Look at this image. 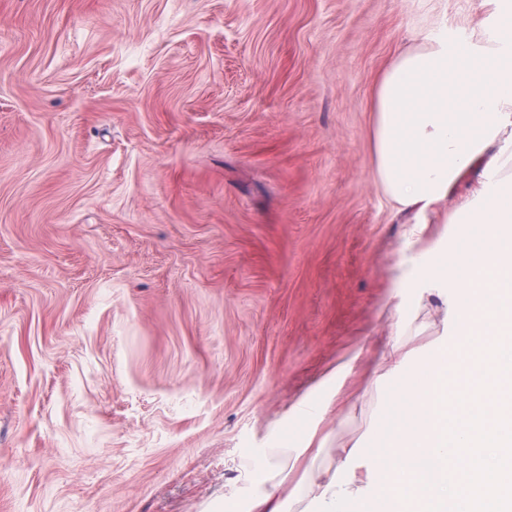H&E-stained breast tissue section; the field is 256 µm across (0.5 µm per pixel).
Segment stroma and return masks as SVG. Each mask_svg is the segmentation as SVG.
Segmentation results:
<instances>
[{"instance_id": "1", "label": "stroma", "mask_w": 512, "mask_h": 512, "mask_svg": "<svg viewBox=\"0 0 512 512\" xmlns=\"http://www.w3.org/2000/svg\"><path fill=\"white\" fill-rule=\"evenodd\" d=\"M505 5L0 0V512H247L357 351L314 464L377 447L381 353L420 372L452 325L417 288L393 310L374 87ZM308 448H270L269 452L263 459V470L265 474V481L270 483V488H276L279 482L274 480L280 474L279 458L281 454L287 453L289 458L293 461V467L297 464L304 462V455Z\"/></svg>"}]
</instances>
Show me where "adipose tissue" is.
<instances>
[{"label":"adipose tissue","mask_w":512,"mask_h":512,"mask_svg":"<svg viewBox=\"0 0 512 512\" xmlns=\"http://www.w3.org/2000/svg\"><path fill=\"white\" fill-rule=\"evenodd\" d=\"M374 110L378 179L413 216L405 250L430 225L465 227L420 282L452 289L455 348L415 376L384 351L401 398L380 450L318 471L289 449L301 479L249 512H512V57L445 38L415 47L382 73Z\"/></svg>","instance_id":"1"}]
</instances>
